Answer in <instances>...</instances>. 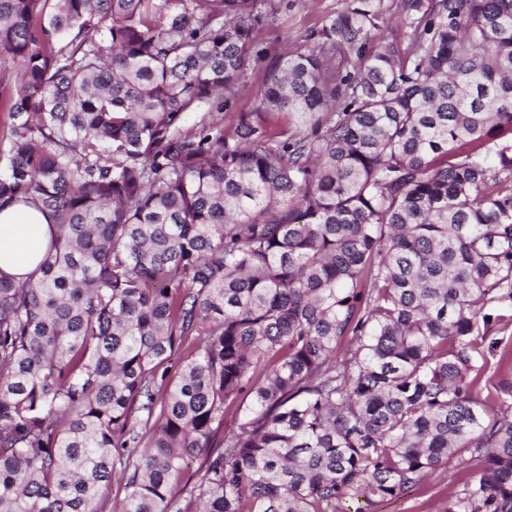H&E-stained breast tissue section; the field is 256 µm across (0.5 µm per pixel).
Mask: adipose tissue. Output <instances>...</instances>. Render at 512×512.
<instances>
[{"label":"adipose tissue","instance_id":"ef3b65f1","mask_svg":"<svg viewBox=\"0 0 512 512\" xmlns=\"http://www.w3.org/2000/svg\"><path fill=\"white\" fill-rule=\"evenodd\" d=\"M51 237L38 208L16 202L0 208V275L23 279L38 270Z\"/></svg>","mask_w":512,"mask_h":512}]
</instances>
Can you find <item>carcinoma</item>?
<instances>
[{"label": "carcinoma", "mask_w": 512, "mask_h": 512, "mask_svg": "<svg viewBox=\"0 0 512 512\" xmlns=\"http://www.w3.org/2000/svg\"><path fill=\"white\" fill-rule=\"evenodd\" d=\"M279 7L0 0V206L56 229L0 276V512H374L466 452L443 512H512V0H352L183 131ZM375 45L381 46L387 43H396L402 50L408 47V42L404 36V29L400 27L397 18L394 15L387 14L380 23ZM487 355V370L482 379L483 392L482 395L486 396L488 393L496 397L495 384L501 377H507L512 370V360L508 361L502 358L499 349H496ZM130 491L131 489L126 486L124 481L119 479L112 481V484L105 487L102 492L104 512H112L113 508H120L122 501Z\"/></svg>", "instance_id": "cac0c4a2"}]
</instances>
